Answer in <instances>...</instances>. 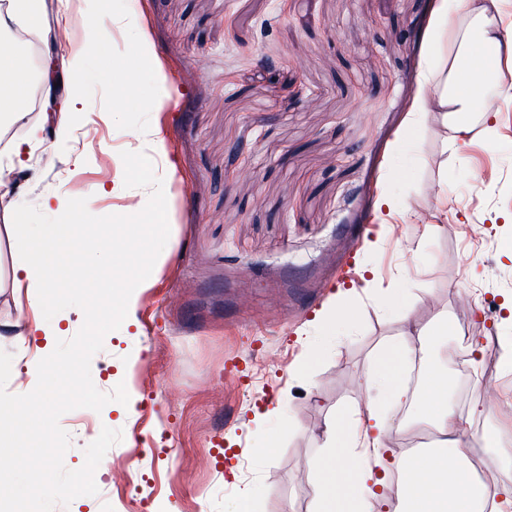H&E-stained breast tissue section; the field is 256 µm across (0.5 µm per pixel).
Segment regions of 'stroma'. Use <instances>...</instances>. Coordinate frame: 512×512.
Masks as SVG:
<instances>
[{
	"label": "stroma",
	"mask_w": 512,
	"mask_h": 512,
	"mask_svg": "<svg viewBox=\"0 0 512 512\" xmlns=\"http://www.w3.org/2000/svg\"><path fill=\"white\" fill-rule=\"evenodd\" d=\"M57 51L90 74L66 135L25 153V177L0 198V350L6 389H33L32 321L13 292L14 209L44 196L107 188L90 213L130 215L147 188L124 187L121 152H152L167 198L169 239L138 299L135 323L109 332L91 360L102 392L125 384L135 409L64 414L67 469L102 427L121 430L96 469L97 495L54 512H234L259 492L260 512H312L307 462L327 421L365 403L364 376L400 338L401 316L453 349L484 343V390L469 407L486 427L512 424L497 389L502 303L512 295V98L490 91L493 135L448 153L438 113L398 140L429 52L438 0H44ZM110 22L98 43L92 21ZM402 37H394V30ZM145 37L151 62L133 53ZM126 71L125 82L108 77ZM306 87L308 102L293 92ZM169 96L164 108L156 98ZM0 116L10 142L42 125L35 105ZM242 152H235V145ZM389 194L396 210L377 208ZM423 252L411 254L410 246ZM352 311L335 348L311 357L333 303Z\"/></svg>",
	"instance_id": "obj_1"
}]
</instances>
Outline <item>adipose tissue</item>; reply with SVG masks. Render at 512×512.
<instances>
[{
  "label": "adipose tissue",
  "instance_id": "1",
  "mask_svg": "<svg viewBox=\"0 0 512 512\" xmlns=\"http://www.w3.org/2000/svg\"><path fill=\"white\" fill-rule=\"evenodd\" d=\"M503 0H456V14L440 11L434 21L437 67L425 68L408 115L405 132H412L418 118L438 108L448 117L452 148L471 137V116L484 97L485 87L496 73L497 59L512 57V38L503 36L498 15ZM29 89L26 58L13 48L0 50V101L15 108ZM53 285L40 258L17 264L12 272L14 292H26L37 315L29 325L31 336L53 335L64 314L50 301ZM425 331L409 326L400 341L387 346L377 366L366 378L367 387L386 392L393 400L407 394L403 366L414 353H426ZM419 415L433 422L440 440L432 451L396 456L394 467L399 481L377 476L370 459L388 431L374 410L351 408L334 419L324 431L322 451L310 461L308 475L313 481L315 512H335L337 501H345L347 512H381L391 501L392 512H484L487 488L470 476L469 448L462 436L464 416L448 401V380L435 374L419 400ZM356 472L355 485L343 480L345 471Z\"/></svg>",
  "mask_w": 512,
  "mask_h": 512
}]
</instances>
